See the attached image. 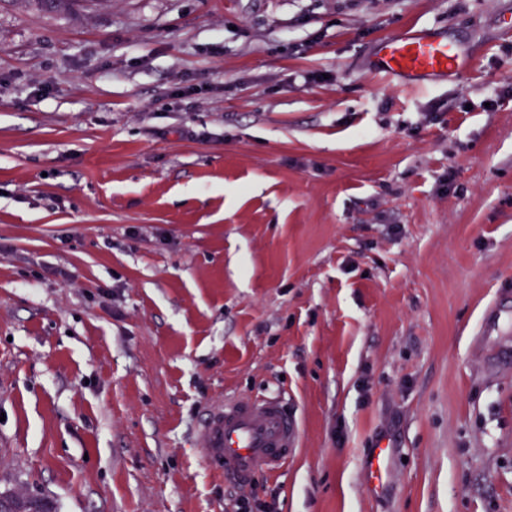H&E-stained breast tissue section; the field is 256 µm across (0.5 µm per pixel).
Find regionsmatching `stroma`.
<instances>
[{"mask_svg":"<svg viewBox=\"0 0 512 512\" xmlns=\"http://www.w3.org/2000/svg\"><path fill=\"white\" fill-rule=\"evenodd\" d=\"M510 20L512 0H0V491L512 512ZM428 30L472 66L370 76L386 36ZM267 395L300 446L241 486L198 431ZM390 448H374L370 457L371 484L375 491L383 488L389 475Z\"/></svg>","mask_w":512,"mask_h":512,"instance_id":"1","label":"stroma"}]
</instances>
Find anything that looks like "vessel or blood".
<instances>
[{"instance_id": "obj_1", "label": "vessel or blood", "mask_w": 512, "mask_h": 512, "mask_svg": "<svg viewBox=\"0 0 512 512\" xmlns=\"http://www.w3.org/2000/svg\"><path fill=\"white\" fill-rule=\"evenodd\" d=\"M470 62L457 45L427 33L393 34L385 38L371 69L399 82H423L454 75ZM208 459L239 483L259 473H273L295 453L299 443L297 420L285 405L272 398H241L214 410L200 428ZM391 452L373 449L370 474L373 489H382L389 475Z\"/></svg>"}]
</instances>
